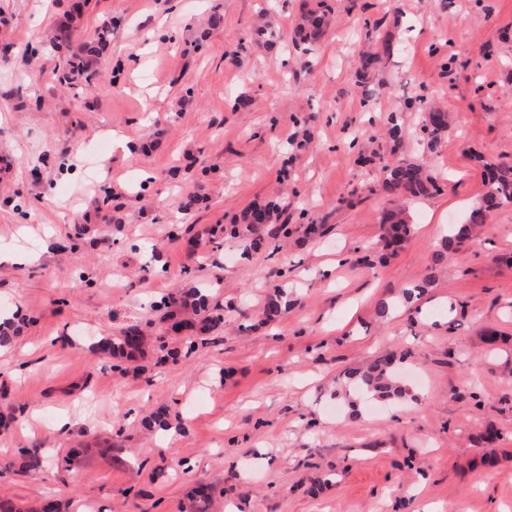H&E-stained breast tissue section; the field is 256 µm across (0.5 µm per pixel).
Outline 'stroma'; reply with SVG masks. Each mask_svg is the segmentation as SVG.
Returning <instances> with one entry per match:
<instances>
[{
  "label": "stroma",
  "mask_w": 512,
  "mask_h": 512,
  "mask_svg": "<svg viewBox=\"0 0 512 512\" xmlns=\"http://www.w3.org/2000/svg\"><path fill=\"white\" fill-rule=\"evenodd\" d=\"M327 2L307 47L317 0H0V305L26 319L0 354V498L21 512H512V204L434 257L483 162L512 165V0ZM261 21L273 43L251 40ZM63 24L74 53L109 26L92 79L58 80ZM364 33L394 56L363 66ZM425 104L452 118L430 148ZM395 122L446 187L408 203L412 237L367 270ZM272 199L288 237L247 256L209 236ZM425 279L417 306L376 318ZM188 285L224 311L192 351L153 310ZM277 286L291 306L256 323ZM134 319L145 354L121 375L95 345ZM160 335L182 357L159 361ZM386 349L414 399L336 410L337 376ZM161 407L182 431L144 429Z\"/></svg>",
  "instance_id": "stroma-1"
}]
</instances>
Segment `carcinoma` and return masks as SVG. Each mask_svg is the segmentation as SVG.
<instances>
[{"instance_id":"obj_1","label":"carcinoma","mask_w":512,"mask_h":512,"mask_svg":"<svg viewBox=\"0 0 512 512\" xmlns=\"http://www.w3.org/2000/svg\"><path fill=\"white\" fill-rule=\"evenodd\" d=\"M376 50L366 53L363 58L365 65L370 66L384 58L394 55V45L387 39L373 43ZM68 39L62 38L59 49L63 50L61 58L62 79L75 71L89 72L87 62H78L79 56L67 51ZM450 126L448 113L438 109H429L421 126L422 136L435 143L444 135ZM385 190L405 199H421L441 191L437 176L424 170L423 165L407 158H399L385 166ZM487 191L482 202L471 208L466 220L461 224L448 226V235L440 242L436 253L437 259L459 250L478 236L480 228L487 225L490 211L503 203H512V166L487 165ZM279 206L268 203L252 208L243 215V224L237 225L230 233L242 239L245 249L259 248L265 237L271 234L269 225L278 220ZM381 230L379 245L386 256L393 257L404 246L413 233L408 212L400 206L382 211L379 219ZM430 279L426 278L412 288H405L396 298H384L376 307V316L387 318L398 306H408L425 292ZM157 309L166 310L163 320L168 322L167 330L178 333L192 329L196 335L208 334L224 322V315L212 311L208 296L200 290L181 289L167 296ZM288 309V300L284 299L283 291L273 295L261 310L263 320H277ZM21 326L15 319L0 322V347L13 344ZM146 341L143 329L138 324H130L120 330V335L102 342V350L112 355L113 361L121 363L131 360L139 352ZM403 356L390 351L377 356L371 362L345 371L343 377L336 382V398L347 403L351 412H357L356 399L365 396L374 400L391 403L400 402L409 395V389L396 376V369L402 363Z\"/></svg>"}]
</instances>
